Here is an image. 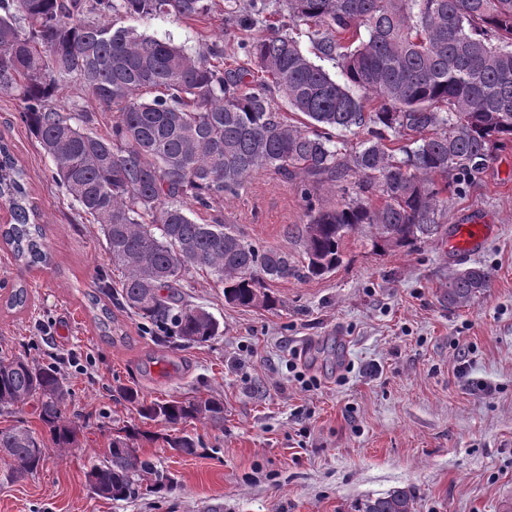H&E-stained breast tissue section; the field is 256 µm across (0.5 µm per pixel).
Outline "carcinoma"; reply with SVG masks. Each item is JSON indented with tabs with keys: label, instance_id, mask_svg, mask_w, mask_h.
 <instances>
[{
	"label": "carcinoma",
	"instance_id": "1",
	"mask_svg": "<svg viewBox=\"0 0 512 512\" xmlns=\"http://www.w3.org/2000/svg\"><path fill=\"white\" fill-rule=\"evenodd\" d=\"M223 5L224 35L247 59L226 63L224 41L195 55L123 25L128 17L172 15L200 20L216 0H0V93L17 96L20 117L52 162V177L78 213L100 225L105 250L120 276L109 272L86 293L111 331L101 298L139 317L162 339L180 345L221 335L207 310L183 303L181 288L204 271L223 285L224 300L273 309L270 283L320 279L342 262L345 241L365 227L371 246L412 250L438 237L439 195L449 176L475 174L491 149L512 140V0H281L285 19L268 22L267 0ZM336 60L342 78L316 60ZM77 91L69 112L52 102ZM300 115L291 121L275 97ZM91 97L115 109L111 128L79 101ZM368 130L346 153L336 131ZM406 139L396 155L385 131ZM273 169L289 181L329 183L341 202L309 207L307 222L287 227L299 259L249 242L224 216L192 218L236 195L254 173ZM381 204L373 206L370 196ZM0 200L10 221L0 239L26 267L51 258L41 213L24 169L0 140ZM482 267L448 277L443 302L469 306L489 287ZM143 418L171 427L187 419L218 425L224 404L213 398L145 403ZM70 393L55 363L29 355H0V411L38 403L51 443L26 421L0 428V457L19 477L34 473L49 448L75 442L67 416ZM138 428L112 439L88 480L100 495L127 500L143 482L152 492L172 489L170 477L140 457ZM357 512H414L410 491L398 488L366 499Z\"/></svg>",
	"mask_w": 512,
	"mask_h": 512
}]
</instances>
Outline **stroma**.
<instances>
[{"label":"stroma","mask_w":512,"mask_h":512,"mask_svg":"<svg viewBox=\"0 0 512 512\" xmlns=\"http://www.w3.org/2000/svg\"><path fill=\"white\" fill-rule=\"evenodd\" d=\"M128 24L192 54L224 28L216 11L201 22ZM20 110L19 99L0 94V138L27 172L52 262L24 267L0 244V281L28 290L20 310L6 309L0 290V350L59 363L77 435L74 448L26 478L0 461V512H355L397 488L411 490L415 512H504L512 503L511 142L442 194L446 227L491 225L477 251L449 250L443 237L376 253L361 233L347 239L332 274L271 283L273 310L225 303L200 272L185 300L212 313L223 333L181 347L157 343L117 306L104 336L85 297L109 266L100 228L58 190ZM339 201L332 185L305 192L263 170L218 210L247 240L295 255L286 226L305 223L308 205ZM473 266L490 271L489 288L468 307H448L449 275ZM124 388L148 402L219 399L224 422L172 428L143 419ZM132 425L152 432L136 452L167 470L174 487L101 497L87 473ZM175 436L198 440L196 453L170 448Z\"/></svg>","instance_id":"1"}]
</instances>
